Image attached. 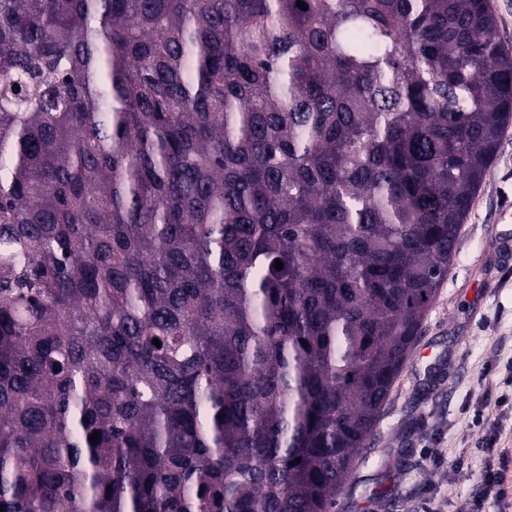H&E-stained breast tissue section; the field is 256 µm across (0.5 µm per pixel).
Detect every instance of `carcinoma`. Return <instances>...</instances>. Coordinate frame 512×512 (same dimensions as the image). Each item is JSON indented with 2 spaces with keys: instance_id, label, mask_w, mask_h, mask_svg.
<instances>
[{
  "instance_id": "1",
  "label": "carcinoma",
  "mask_w": 512,
  "mask_h": 512,
  "mask_svg": "<svg viewBox=\"0 0 512 512\" xmlns=\"http://www.w3.org/2000/svg\"><path fill=\"white\" fill-rule=\"evenodd\" d=\"M511 124L488 0H0V512H332Z\"/></svg>"
}]
</instances>
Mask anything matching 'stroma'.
<instances>
[{
  "label": "stroma",
  "mask_w": 512,
  "mask_h": 512,
  "mask_svg": "<svg viewBox=\"0 0 512 512\" xmlns=\"http://www.w3.org/2000/svg\"><path fill=\"white\" fill-rule=\"evenodd\" d=\"M512 205V126L461 231L421 338L333 512H459L487 463L512 449V250L493 218Z\"/></svg>",
  "instance_id": "stroma-1"
}]
</instances>
